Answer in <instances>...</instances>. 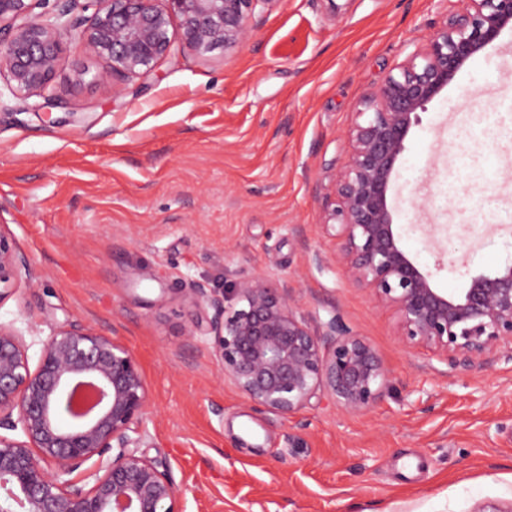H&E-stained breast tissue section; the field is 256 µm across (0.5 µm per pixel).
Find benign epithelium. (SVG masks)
Instances as JSON below:
<instances>
[{
    "label": "benign epithelium",
    "instance_id": "obj_1",
    "mask_svg": "<svg viewBox=\"0 0 512 512\" xmlns=\"http://www.w3.org/2000/svg\"><path fill=\"white\" fill-rule=\"evenodd\" d=\"M0 0V73L36 113L58 107L53 82L65 39L105 60L94 79L147 77L180 44L199 54L245 45L256 9L278 0ZM425 44L363 99L346 131L347 161L328 188L322 223L342 239L347 275L395 310L408 347L448 369L512 358V264L473 275L466 288L435 287L395 232L390 194L418 112L507 27L512 0H467ZM180 19L174 28L173 17ZM27 265L0 234V301ZM231 311L214 320L224 377L252 402L291 415L319 393L347 411L374 406L389 376L374 347L332 317L314 326L262 276L224 289ZM37 365L23 330L0 324V512H178L161 462L138 453L148 388L133 355L110 336L52 328ZM118 449L111 457L109 452Z\"/></svg>",
    "mask_w": 512,
    "mask_h": 512
}]
</instances>
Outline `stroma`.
<instances>
[{"label": "stroma", "instance_id": "1", "mask_svg": "<svg viewBox=\"0 0 512 512\" xmlns=\"http://www.w3.org/2000/svg\"><path fill=\"white\" fill-rule=\"evenodd\" d=\"M463 0H277L239 49L178 48L146 78L94 81L77 37L63 108L0 109V234L29 261L0 323L113 337L149 391L142 451L179 512H478L512 506V360L451 370L406 347L321 223L363 98ZM82 112L65 123L64 112ZM505 128L487 138L486 123ZM435 195L439 211L418 208ZM404 248L442 290L512 263V29L420 113L392 197ZM432 228L423 235L421 225ZM462 259L449 264L450 246ZM261 275L306 317L376 349L390 386L353 413L326 395L292 415L229 381L198 304Z\"/></svg>", "mask_w": 512, "mask_h": 512}]
</instances>
